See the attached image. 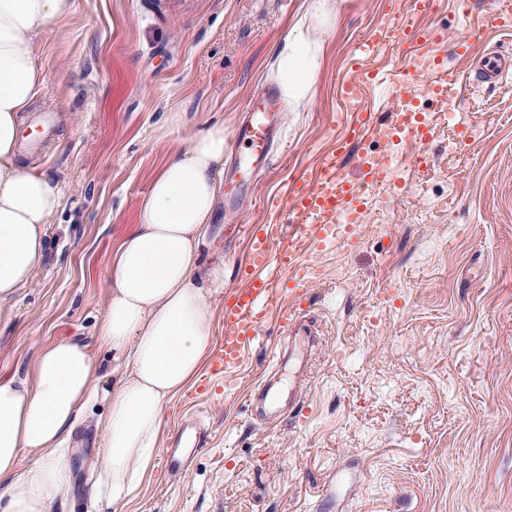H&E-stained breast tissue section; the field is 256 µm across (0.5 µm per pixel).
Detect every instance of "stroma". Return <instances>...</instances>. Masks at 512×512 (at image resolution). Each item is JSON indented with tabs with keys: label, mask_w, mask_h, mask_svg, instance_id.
<instances>
[{
	"label": "stroma",
	"mask_w": 512,
	"mask_h": 512,
	"mask_svg": "<svg viewBox=\"0 0 512 512\" xmlns=\"http://www.w3.org/2000/svg\"><path fill=\"white\" fill-rule=\"evenodd\" d=\"M393 0H337L302 111L280 110L269 165L237 199L221 193L206 246L224 257V290L242 287L252 229L312 182L343 129L338 93L353 45L392 22ZM31 47L46 81L22 112L61 124L18 160L63 195L32 283L0 309V379L30 374L62 339L93 345L109 261L132 233L153 178L205 123L233 141L250 96L274 90L272 51L303 0H71ZM451 0L441 52L456 74L447 98L422 96L435 138L428 168L369 196L358 248L303 255L317 336L304 418L262 421L250 394L285 337L271 315L260 347L207 397L203 449L181 478L153 466L130 502L91 496L103 402L78 415L64 463L72 486L53 512H512V82L471 90L454 54ZM461 101L469 133L447 100Z\"/></svg>",
	"instance_id": "1"
}]
</instances>
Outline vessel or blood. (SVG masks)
<instances>
[{
    "mask_svg": "<svg viewBox=\"0 0 512 512\" xmlns=\"http://www.w3.org/2000/svg\"><path fill=\"white\" fill-rule=\"evenodd\" d=\"M441 0H404L400 22L380 27L356 44L350 59L349 76L340 84V96L346 105L345 129L335 147L321 155L313 186H289L284 190L286 212L304 221L301 250L279 249L275 242L280 236L279 222L264 225L254 231L248 242L242 264L244 285L235 289L224 304V326L220 345L211 361L209 378H223L236 372L247 351L260 345L264 323L273 309H280L283 295L293 296L295 303L280 309L282 326L289 345L273 356L275 371L286 370L301 377L307 356L296 345L298 338L314 336L312 326L303 320L302 286L315 276V268L302 264L299 252L321 254L330 247H356L366 214V193L375 187H400L416 168L426 165L427 155L417 156L409 163L397 162L393 153L366 149V142L389 144L401 139H414L429 144L435 127L426 113L418 109V99L429 93L446 97L448 71L439 50L447 41L445 29L424 24L426 16L439 9ZM402 48L404 78L396 92L394 104L384 118L362 107L367 90L390 82L389 73L369 64L387 44ZM458 57L468 60L472 83L478 87H499L512 80V56L486 54L472 59L468 39L455 43ZM278 101L264 92L254 95L244 108L237 126L236 142L241 151L232 167L236 191L250 187L269 164L276 133ZM33 122L39 128L34 139H22L23 149H41L57 127V116L51 112L35 114ZM356 153L358 181L342 174L348 153ZM203 422L202 413L186 416L173 447L163 449L160 463L168 472L185 470L189 449L195 448L197 434Z\"/></svg>",
    "mask_w": 512,
    "mask_h": 512,
    "instance_id": "vessel-or-blood-1",
    "label": "vessel or blood"
}]
</instances>
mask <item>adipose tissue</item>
<instances>
[{"instance_id":"adipose-tissue-1","label":"adipose tissue","mask_w":512,"mask_h":512,"mask_svg":"<svg viewBox=\"0 0 512 512\" xmlns=\"http://www.w3.org/2000/svg\"><path fill=\"white\" fill-rule=\"evenodd\" d=\"M71 0H0V303L31 282L62 196L16 161L22 112L46 77L29 51ZM336 0H306L274 50L272 73L289 111L309 99L321 67L320 33ZM224 125L198 128L141 201L138 223L112 254L110 294L95 344L61 340L38 355L31 376L0 380V512H51L69 483L61 450L89 402L106 405L93 486L107 504L139 491L158 454L167 402L194 382L211 356V297L224 292V261L196 265L223 187ZM112 359L104 384L99 352ZM34 466L20 473L22 455Z\"/></svg>"}]
</instances>
